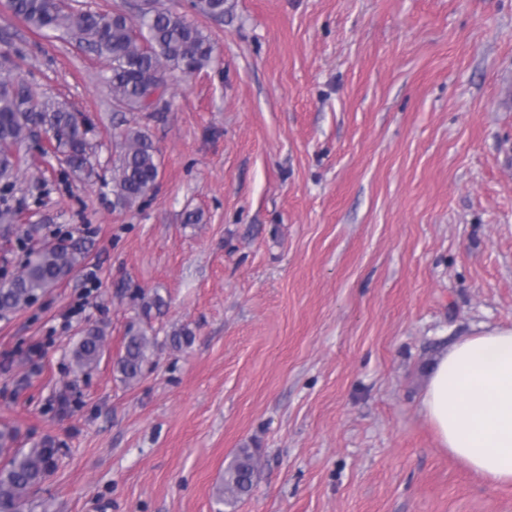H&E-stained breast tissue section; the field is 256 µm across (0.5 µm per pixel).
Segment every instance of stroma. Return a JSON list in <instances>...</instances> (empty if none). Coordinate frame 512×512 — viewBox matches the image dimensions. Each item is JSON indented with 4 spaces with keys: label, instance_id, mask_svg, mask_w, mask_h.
<instances>
[{
    "label": "stroma",
    "instance_id": "35a3bbf8",
    "mask_svg": "<svg viewBox=\"0 0 512 512\" xmlns=\"http://www.w3.org/2000/svg\"><path fill=\"white\" fill-rule=\"evenodd\" d=\"M196 22L209 67L119 112L103 60L0 0L16 75L95 128L89 177L27 143L0 240V276L55 229L88 247L0 319V427L55 450L29 512H216L244 446L259 465L235 512H512V486L449 455L421 410L442 343L512 327V0H227ZM128 124L160 174L121 211ZM133 324L156 346L128 385L113 362ZM94 325L103 356L75 373Z\"/></svg>",
    "mask_w": 512,
    "mask_h": 512
}]
</instances>
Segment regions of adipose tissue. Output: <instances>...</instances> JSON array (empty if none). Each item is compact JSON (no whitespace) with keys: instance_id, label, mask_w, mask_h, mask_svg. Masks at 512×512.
Instances as JSON below:
<instances>
[{"instance_id":"obj_1","label":"adipose tissue","mask_w":512,"mask_h":512,"mask_svg":"<svg viewBox=\"0 0 512 512\" xmlns=\"http://www.w3.org/2000/svg\"><path fill=\"white\" fill-rule=\"evenodd\" d=\"M421 408L441 448L493 484H512V328L441 348Z\"/></svg>"}]
</instances>
